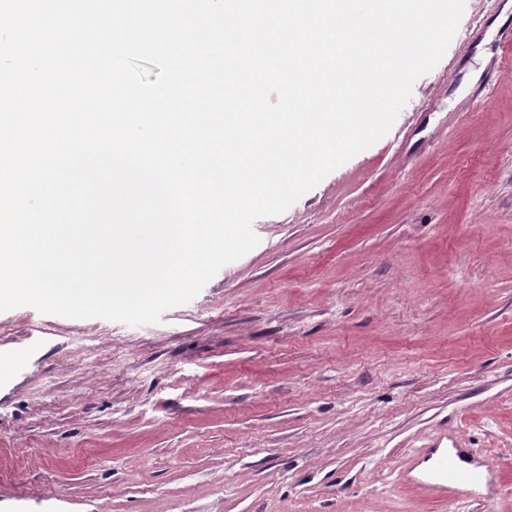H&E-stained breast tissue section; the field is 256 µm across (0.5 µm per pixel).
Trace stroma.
<instances>
[{
	"label": "stroma",
	"mask_w": 512,
	"mask_h": 512,
	"mask_svg": "<svg viewBox=\"0 0 512 512\" xmlns=\"http://www.w3.org/2000/svg\"><path fill=\"white\" fill-rule=\"evenodd\" d=\"M507 0H466L386 135L159 323L0 313V512H512ZM457 439L503 496L403 480Z\"/></svg>",
	"instance_id": "stroma-1"
}]
</instances>
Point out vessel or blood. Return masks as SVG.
Listing matches in <instances>:
<instances>
[{"label":"vessel or blood","instance_id":"obj_1","mask_svg":"<svg viewBox=\"0 0 512 512\" xmlns=\"http://www.w3.org/2000/svg\"><path fill=\"white\" fill-rule=\"evenodd\" d=\"M424 458L429 465L417 472L415 480L430 498L467 503L484 480L492 485L494 495L502 493L498 466L492 457L478 458L469 449L451 445L427 449Z\"/></svg>","mask_w":512,"mask_h":512}]
</instances>
